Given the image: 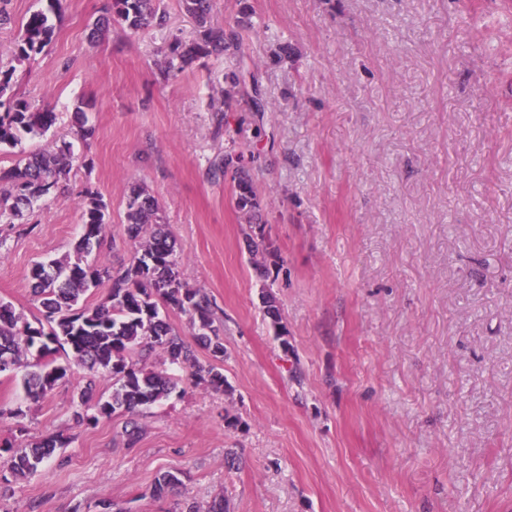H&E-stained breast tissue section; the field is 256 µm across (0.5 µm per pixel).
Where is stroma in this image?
Here are the masks:
<instances>
[{"label": "stroma", "mask_w": 512, "mask_h": 512, "mask_svg": "<svg viewBox=\"0 0 512 512\" xmlns=\"http://www.w3.org/2000/svg\"><path fill=\"white\" fill-rule=\"evenodd\" d=\"M106 2L5 5L0 52L33 11L55 27L12 84L57 120L0 146V167L64 140L75 162L67 189L22 223L0 217V300L38 317L30 271L72 255L88 189L108 204L99 261L127 260L126 197L144 185L190 284L216 304L229 389L184 383L154 353L147 367L179 385L130 447L124 415L76 420L81 366L36 401L0 374V445L66 441L28 478L0 472V512H206L219 497L228 512H512V0H216V24L249 13L239 60L268 103H235L224 127L211 105L229 62L159 70L171 37L193 36L181 0H161L166 29L115 23L92 37ZM282 45L289 57L274 62ZM81 102L96 133L77 142ZM238 152L278 256L265 279L229 180L208 174ZM171 469L182 486L153 499Z\"/></svg>", "instance_id": "obj_1"}]
</instances>
